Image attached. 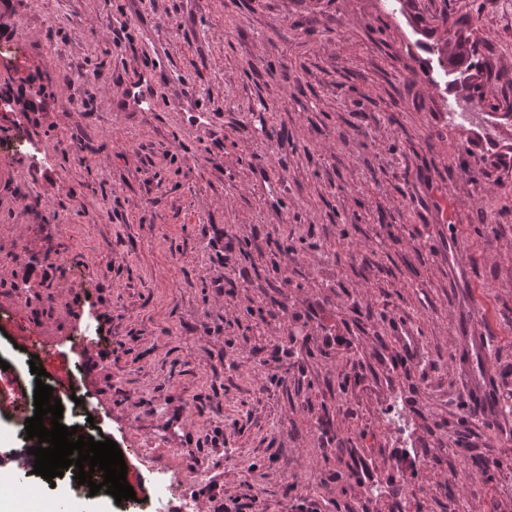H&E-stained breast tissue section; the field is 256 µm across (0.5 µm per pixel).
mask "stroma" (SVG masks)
Instances as JSON below:
<instances>
[{"label":"stroma","instance_id":"1","mask_svg":"<svg viewBox=\"0 0 512 512\" xmlns=\"http://www.w3.org/2000/svg\"><path fill=\"white\" fill-rule=\"evenodd\" d=\"M460 20L478 94L439 65ZM21 31L0 355L26 370L34 340L77 376L135 493L162 461L202 512H512V0H0V42ZM35 487L112 512L67 475ZM455 335L456 348L465 353L468 360H480L484 364V370L478 378L465 377L463 384L486 418L492 417L495 412L493 394V374L489 364L485 362L486 337L468 316L458 315L452 321Z\"/></svg>","mask_w":512,"mask_h":512}]
</instances>
